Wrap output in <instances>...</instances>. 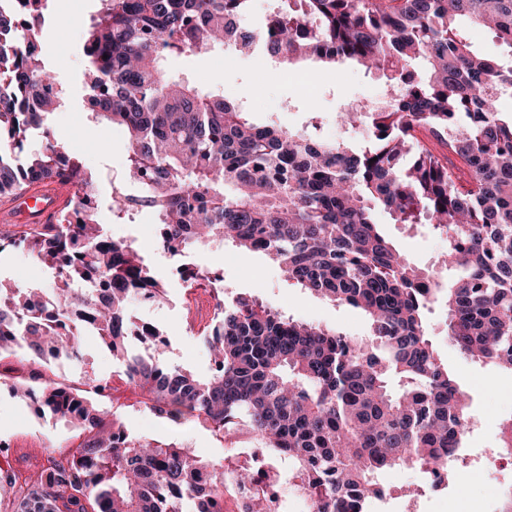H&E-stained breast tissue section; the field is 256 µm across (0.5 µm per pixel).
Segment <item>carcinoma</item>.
<instances>
[{"label": "carcinoma", "instance_id": "carcinoma-1", "mask_svg": "<svg viewBox=\"0 0 512 512\" xmlns=\"http://www.w3.org/2000/svg\"><path fill=\"white\" fill-rule=\"evenodd\" d=\"M99 2L84 42L85 108L126 130L123 182L156 215L155 248L181 259L219 241L261 254L301 288L364 312L371 335L220 295L201 334L207 376L134 353V340H165L129 316L132 297L155 303L165 288L132 243L106 232L86 191L92 173L47 125L63 99L40 58L48 0H0V200L33 185L79 187L47 223L0 232V254L17 242L58 278L53 298L0 280V360L35 365L44 383L15 384L13 394L83 434L34 474L0 469V506L12 505L3 512H227L224 495L244 486L254 496L238 512H271L267 489L285 485L311 512H347L383 495L377 477L396 465L448 472V449L464 447L470 430L469 396L429 339L430 305L446 309L457 351L512 372V119L497 109L512 98V57L474 51L461 28L485 26L512 49V0H275L262 40L239 23L248 0ZM226 45L288 65L351 60L380 74L390 95L339 113L344 125H369L352 151L257 125L233 96L204 94L162 69L168 55ZM34 131L42 146L30 151ZM130 199L113 188L112 214L124 218ZM378 206L448 240L442 265L461 270L450 287L392 245L374 222ZM76 319L172 427L249 433L261 447L243 462L203 459L131 434L123 407L62 388L38 368L48 354L82 359Z\"/></svg>", "mask_w": 512, "mask_h": 512}]
</instances>
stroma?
Segmentation results:
<instances>
[{
    "mask_svg": "<svg viewBox=\"0 0 512 512\" xmlns=\"http://www.w3.org/2000/svg\"><path fill=\"white\" fill-rule=\"evenodd\" d=\"M96 9V0H50L48 4L41 34V58L57 72L65 89L62 105L50 116V129L57 142L70 153L80 155L85 167L94 173L92 190L99 200L100 223L113 237L133 240L166 289L164 303L139 300L131 305L133 317L155 325L167 336V344L157 349L156 358L167 366L205 376L211 368L209 351L196 336L183 330L182 290L173 272L175 260L154 246L152 213L133 211L118 220L110 210L112 184L120 180L126 165L127 136L120 127L93 121L84 112L89 63L83 44ZM165 68L167 73L187 79L204 92L233 89L254 122H273L298 134L309 131L301 97L306 94L308 85H318L319 93L313 102L320 112L321 134L353 148L362 141L366 128L338 125L337 112L353 100L377 101L385 94L383 79L349 62L333 66L310 63L286 70L278 60L243 58L225 46L206 55L167 57ZM259 82L265 84L266 94L256 98L251 94V87ZM270 98L279 103L276 111L266 108ZM376 222L412 263L430 270L439 269V260L448 244L430 226L395 223L382 209L376 212ZM204 254L205 263L224 280L225 298L251 294L301 321L354 337L370 333L369 321L360 310L331 303L298 288L286 280L277 264L264 256L241 252L221 243L206 247ZM0 276L22 288L49 291L54 286L48 270L39 260L20 249L0 254ZM428 321L435 348L447 360L457 382L471 395L474 426L465 441L468 453L444 480L434 479L409 466L385 471L381 478L386 490L384 504L379 508L371 507L370 512H452V504L474 502L485 496L493 483L498 486L497 494L485 512H501L506 495L512 492V465L500 462L496 449L501 422L512 418V374L456 352L448 341L441 305L432 306ZM78 345L83 362L60 359L51 368V378L76 379L87 364L99 377L112 380L111 397L124 398L127 384L117 377L122 369L121 361L113 358L99 337L89 331H81ZM126 423L141 436L189 444L204 457L216 458L224 454V442L200 426L179 431L140 408L128 412ZM75 436V428L48 417H37L27 401L19 400L0 385V468L37 469L41 458L49 453L45 441L57 442V449L51 453L59 458Z\"/></svg>",
    "mask_w": 512,
    "mask_h": 512,
    "instance_id": "obj_1",
    "label": "stroma"
}]
</instances>
